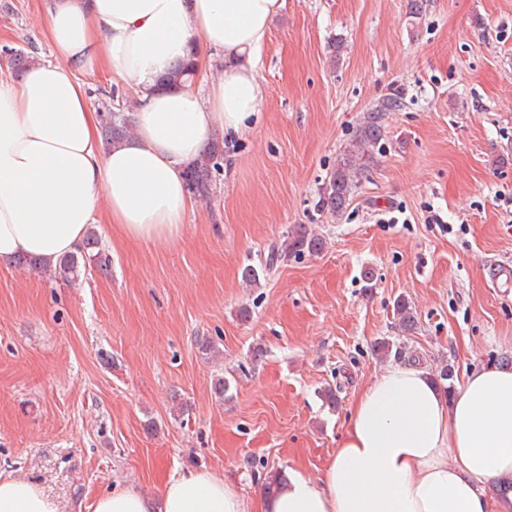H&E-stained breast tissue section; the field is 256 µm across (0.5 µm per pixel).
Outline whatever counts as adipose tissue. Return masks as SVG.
<instances>
[{"label": "adipose tissue", "instance_id": "1", "mask_svg": "<svg viewBox=\"0 0 512 512\" xmlns=\"http://www.w3.org/2000/svg\"><path fill=\"white\" fill-rule=\"evenodd\" d=\"M285 0H50L53 57L23 81L0 76V264L77 252L97 210L135 242L179 238L194 206L183 171L219 135L260 115L261 51ZM224 70L206 94L157 78L180 58ZM138 93L133 134L102 151L81 74ZM512 483V368L473 367L446 396L423 366L394 363L355 396L321 476L293 470L275 494L243 498L210 471L158 496L111 490L94 512H512L486 482ZM0 512H61L35 484L0 474Z\"/></svg>", "mask_w": 512, "mask_h": 512}]
</instances>
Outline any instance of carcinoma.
Here are the masks:
<instances>
[{"mask_svg": "<svg viewBox=\"0 0 512 512\" xmlns=\"http://www.w3.org/2000/svg\"><path fill=\"white\" fill-rule=\"evenodd\" d=\"M7 59L14 73L19 75L30 66L33 56L13 48L0 50ZM193 64L175 67L160 81V86L177 88L182 82L194 77ZM105 101L101 102L99 113L102 120L104 144L108 147L124 140L129 132V116L114 110L112 101L117 92L110 89L103 93ZM402 106L400 93H393L372 111L366 113L360 121L352 142L344 148L336 159V167L322 188L318 207L332 215H342L349 206L355 188L365 176L370 166L378 163L381 141L384 139V115ZM224 159V147L216 141L210 144L200 158L190 163L185 172V181L191 195L202 200L212 196L214 173L221 169L220 160ZM325 241L314 234L305 224H298L286 231L279 251L285 256H302L317 254L323 250ZM95 265L102 273L111 270L112 260L107 250L100 244L95 232H90L83 247L78 252L60 259L53 266L54 276L63 281L77 278L81 269ZM394 309L403 332L411 333L416 329L417 319L408 301L400 297L395 301Z\"/></svg>", "mask_w": 512, "mask_h": 512, "instance_id": "carcinoma-1", "label": "carcinoma"}]
</instances>
